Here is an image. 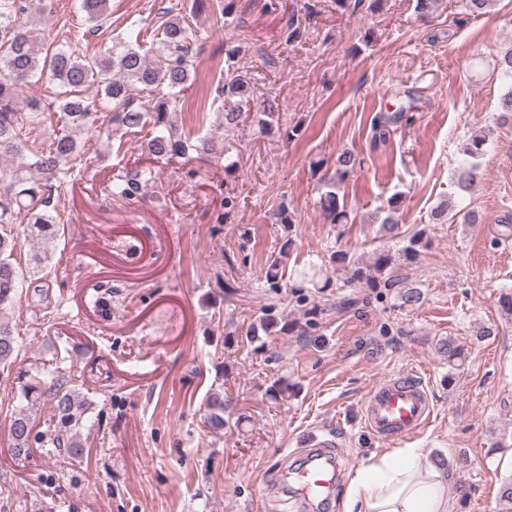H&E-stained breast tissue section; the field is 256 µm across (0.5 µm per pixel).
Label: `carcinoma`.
I'll list each match as a JSON object with an SVG mask.
<instances>
[{
  "label": "carcinoma",
  "instance_id": "cac0c4a2",
  "mask_svg": "<svg viewBox=\"0 0 512 512\" xmlns=\"http://www.w3.org/2000/svg\"><path fill=\"white\" fill-rule=\"evenodd\" d=\"M34 0H0V158L11 163L0 165V224H22L27 236L39 241L41 249L24 260L17 257L18 238L0 233V309L11 304L23 285L34 280L47 267L57 242L65 235V228L53 215L54 195L63 180L77 176L84 166L73 129L98 130L103 128L107 146L119 132L138 133L150 126L155 135L146 141L148 154L160 158L168 155H186L195 152L208 155L217 152L214 139L202 137L195 142L183 140L170 126L168 101L161 98L154 104L136 98L135 92L151 93L166 87L176 95L190 87L193 58L198 55L196 40L190 35L187 19L179 17L164 25L155 46L144 50L140 40L143 30H133L127 39L112 44L107 52L93 57L82 56L63 44L45 43L41 32L18 22L28 12ZM496 0H460V25L486 14ZM106 0H79V7L87 20H102ZM317 0H302L300 8L292 10L283 33L289 45L300 43L305 35L307 21L317 14ZM242 53L239 46L224 48V84L218 94L224 98V111L219 113L220 125L237 127L251 119L263 131H272L278 123L276 98L259 99L254 96L251 78L237 67ZM35 77L46 79L60 89L56 94L57 110L63 122L62 132L54 133L50 143L34 151L28 145V130L42 125L45 109L38 99L26 101L27 111H18L28 83ZM96 89L95 97L86 92ZM487 151V140L475 135L466 149L468 159L455 169V183L463 191L470 190L479 176L478 160ZM363 160L343 151L336 157L333 172L325 177L328 191L321 197V209L331 224H346L350 219L340 187L349 176L362 167ZM153 178L150 169L119 175L110 185L112 196L129 198ZM400 200L390 198L387 207L377 211L373 222L384 232L398 230ZM422 236L412 235L407 243L392 254L383 250L376 254L372 264L362 265L345 251L331 254L330 262L353 269L354 279L369 288H393L400 283L397 272L418 257ZM401 305L413 308L420 303L421 292L414 287H398ZM308 324L302 327L281 316L274 307L260 310L246 332L247 340L263 349L266 337L279 332L283 335L306 336L308 328L316 325L318 307L307 312ZM17 341L12 328L0 322V367L13 364ZM448 358V367L454 369L462 359V349L453 338L441 342ZM16 398L20 406L15 410L9 430L7 452L14 456L31 453V441L41 446L46 455L64 451L71 456L84 452L80 442L82 421L88 406L75 396V390L62 368L47 365L41 372L28 377L25 372L16 376ZM49 405L52 425L37 437H32V414L41 405ZM232 401L224 392L216 391L206 399L203 422L211 430H222L239 425L230 413Z\"/></svg>",
  "mask_w": 512,
  "mask_h": 512
}]
</instances>
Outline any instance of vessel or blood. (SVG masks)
Returning <instances> with one entry per match:
<instances>
[{
	"instance_id": "obj_1",
	"label": "vessel or blood",
	"mask_w": 512,
	"mask_h": 512,
	"mask_svg": "<svg viewBox=\"0 0 512 512\" xmlns=\"http://www.w3.org/2000/svg\"><path fill=\"white\" fill-rule=\"evenodd\" d=\"M432 414L427 391L416 374L399 373L375 384L363 400L364 421L384 440H403L415 435ZM336 442L333 437H312L304 448L307 467L303 472L302 497L321 496L333 486L336 476Z\"/></svg>"
}]
</instances>
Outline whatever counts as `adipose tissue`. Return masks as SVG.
<instances>
[{"instance_id":"ef3b65f1","label":"adipose tissue","mask_w":512,"mask_h":512,"mask_svg":"<svg viewBox=\"0 0 512 512\" xmlns=\"http://www.w3.org/2000/svg\"><path fill=\"white\" fill-rule=\"evenodd\" d=\"M421 448L373 454L352 477L342 512H448V476Z\"/></svg>"}]
</instances>
